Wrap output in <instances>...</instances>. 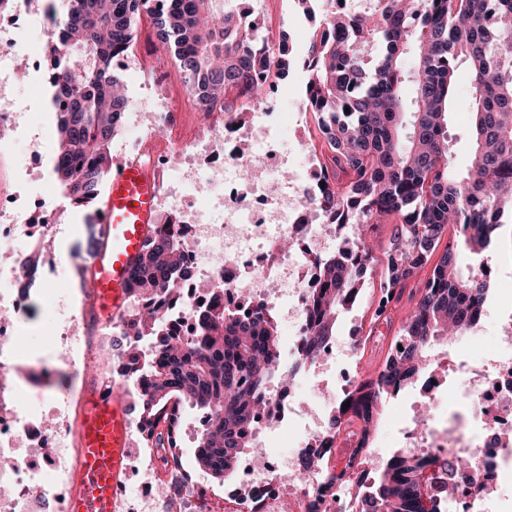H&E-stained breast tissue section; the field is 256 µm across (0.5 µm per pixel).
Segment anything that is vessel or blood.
I'll return each instance as SVG.
<instances>
[{"mask_svg": "<svg viewBox=\"0 0 512 512\" xmlns=\"http://www.w3.org/2000/svg\"><path fill=\"white\" fill-rule=\"evenodd\" d=\"M161 173L142 157L113 161L100 199L97 247L83 271L92 283L86 304L89 331L123 314L128 276L153 232ZM83 465L71 512H118L133 446L128 394L121 385L95 382L85 392L73 431Z\"/></svg>", "mask_w": 512, "mask_h": 512, "instance_id": "b4317fda", "label": "vessel or blood"}]
</instances>
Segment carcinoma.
<instances>
[{"label": "carcinoma", "mask_w": 512, "mask_h": 512, "mask_svg": "<svg viewBox=\"0 0 512 512\" xmlns=\"http://www.w3.org/2000/svg\"><path fill=\"white\" fill-rule=\"evenodd\" d=\"M162 2L152 15L157 37L201 111H229V89L262 96L258 72L284 79L302 67L308 73L305 111L313 113L327 151L318 160L325 187L311 206L337 224L355 225L353 248L366 260L372 249L363 228L371 220L396 222L376 316L390 318L405 294L415 303L397 332L403 350L388 354L349 396L348 410L358 416L370 396L394 395L418 375L428 344L450 330L465 332L484 305L487 283L461 276L457 255L464 248L481 258L504 215L512 216V25L504 26L512 22V0H373L354 14L339 0H321L320 24L301 59L285 34L277 57L269 58L263 36L241 30L227 10L216 29L214 0ZM148 4L65 0L52 16L46 93L57 136L52 172L78 206L99 196L112 167L117 118L127 102L113 62L132 53ZM409 52L416 69L408 77L402 59ZM463 71L471 88L472 148L461 171L451 163L448 115ZM450 228L454 238L440 253ZM182 259L176 233H153L131 292L172 289ZM362 277V269L339 258L320 266L305 359L334 335L346 295L363 289ZM124 322L130 336L148 342L144 352L132 354L135 362L121 367L142 387L136 396L145 440L178 447L171 426L161 422L170 404L187 403L212 417L196 465L216 480L228 478L248 447L244 428L255 419L266 383L276 378L286 386L298 369L284 361L277 323L259 312L240 319L213 310L199 318L189 341L172 333L154 309L130 308ZM346 411L336 412L332 427ZM418 470L412 460L393 458L364 494L362 512H422Z\"/></svg>", "instance_id": "obj_1"}]
</instances>
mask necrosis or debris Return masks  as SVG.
I'll use <instances>...</instances> for the list:
<instances>
[{"label": "necrosis or debris", "instance_id": "4bbe7bcc", "mask_svg": "<svg viewBox=\"0 0 512 512\" xmlns=\"http://www.w3.org/2000/svg\"><path fill=\"white\" fill-rule=\"evenodd\" d=\"M29 14L30 0H15L8 14L12 28H0L1 127H16L22 119L19 101L3 87L24 75L14 64V47L25 38L19 20ZM141 86L146 99L129 100L123 114L137 137L121 152L137 154L143 140L155 139L162 172L156 224L174 225L186 252L174 292L141 293L135 305L158 308L184 337L194 336L199 313L209 309L241 317L270 310L288 329L289 359L303 360L316 264L336 254L360 263L350 225L317 222L310 208L320 189L316 165L300 178L285 174L284 141L270 128L263 104L242 114L212 112L188 133L183 101L167 95L163 72L143 74ZM57 216V209H44L35 226L0 209V323L8 311L35 315L30 289L18 287L17 280L23 269L35 283L51 277L46 243ZM285 239L291 249H281ZM85 307L82 300L58 302L59 351L52 371L61 383L57 392L32 389L18 368L15 331L0 334V512H68L79 486L80 453L71 429L88 377L102 364L105 342L85 335ZM361 338L355 325L349 347L328 340L306 362L308 369L324 376L329 367L341 366L337 383L341 391L352 390L357 377L350 362ZM430 373L428 406L442 408L439 383L446 377L460 394V411L441 425L413 418L399 432L396 454L420 461L423 504H436L438 512H504L512 506V333L496 336L488 357L469 358L460 367L438 358ZM337 403L336 394L298 377L288 387L266 388L250 446L224 486V512H361V490L384 460L347 425L325 429L321 415L335 413ZM295 426L301 433L291 451L273 455L272 437ZM457 455L469 459L473 482H459L451 498L433 502L435 486L448 480V459ZM299 456L309 464L293 481L289 475ZM128 467L141 492L122 494L120 512H212L209 488L175 468L170 449L134 448ZM161 484L178 489L176 504L158 496Z\"/></svg>", "mask_w": 512, "mask_h": 512}]
</instances>
